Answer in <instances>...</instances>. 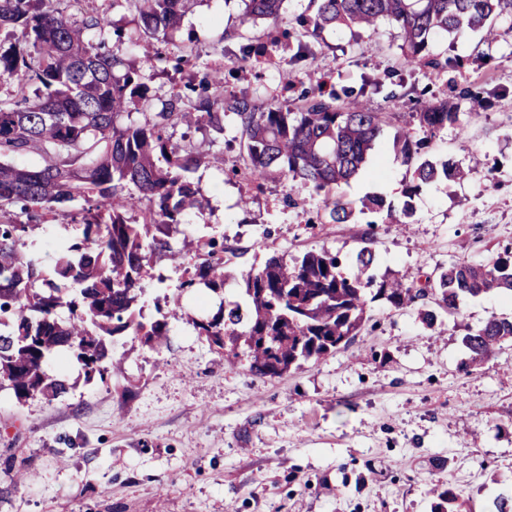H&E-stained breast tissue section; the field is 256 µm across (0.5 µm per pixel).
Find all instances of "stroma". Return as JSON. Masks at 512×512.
<instances>
[{"label":"stroma","instance_id":"1","mask_svg":"<svg viewBox=\"0 0 512 512\" xmlns=\"http://www.w3.org/2000/svg\"><path fill=\"white\" fill-rule=\"evenodd\" d=\"M243 9L242 0H192L175 34L215 61L213 92L291 106L324 76L390 113L364 170L342 188L354 203L380 196L402 210L412 173L393 146L399 128L425 142V158L467 175L424 185L405 224L371 212L333 224L312 184L271 178L258 188L234 175L242 160L233 118L220 129L168 128L174 145L209 153L192 175L204 204L173 235V255L157 261L140 299L145 318L161 299L188 314L197 308V294L179 287L187 236H223L239 250L238 274L276 251L293 258L322 248L339 254L348 274L368 237L376 275L417 279L454 262H488L512 245V14L489 34L434 36L430 51L450 61L436 74L404 66L388 20L372 31L324 32L307 68L284 42L275 66L242 61L241 45L266 31L242 23ZM109 20L128 35L110 37L109 48L132 63L160 50L134 38L133 12ZM192 72L171 61L150 71L152 109ZM467 87L481 88L480 97L463 96ZM442 98L458 120L428 131L418 102ZM476 154L483 164L475 169ZM371 316L347 348L275 377L253 375L247 355L225 359L184 321L171 324L159 350L114 336L118 376L88 381L75 359L51 363L69 384L60 397L20 402L0 391V512H431L435 486L453 488L474 512H494L496 497L512 496V343L467 370L461 337L489 317L511 319L512 297L467 300L438 330L414 306L377 301ZM19 472L33 481L12 485Z\"/></svg>","mask_w":512,"mask_h":512}]
</instances>
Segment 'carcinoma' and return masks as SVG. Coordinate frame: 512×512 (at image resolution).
I'll list each match as a JSON object with an SVG mask.
<instances>
[{"label": "carcinoma", "mask_w": 512, "mask_h": 512, "mask_svg": "<svg viewBox=\"0 0 512 512\" xmlns=\"http://www.w3.org/2000/svg\"><path fill=\"white\" fill-rule=\"evenodd\" d=\"M191 0H110L132 8L136 30L172 45L178 61L196 57L193 48L172 40ZM314 15H298L293 30L279 32L284 0H243L242 22L269 23L265 42L241 47L245 59L264 58L280 38L296 41L295 57L315 54L312 40L327 28L373 29L387 19L400 30L402 56L411 66L438 73L451 65L434 57L429 42L440 32L463 36L488 27L512 0H312ZM107 11L77 19L53 0H0V80L10 90L0 96V390L22 402L41 395L55 399L66 381L47 370V362L69 352L86 381L105 379L112 362V338L125 332L160 348L166 344L177 309L156 307L144 320L138 308L143 282L154 256L172 251L171 236L201 206L190 179L199 155L170 144L166 129L207 120L224 130V116L236 117L246 138L240 173L260 183L272 177L300 178L323 194L331 223L345 224L352 202L340 192L363 169L382 133L385 116L337 92L318 79L292 109H261L245 95H215L208 66L195 82L162 103L158 112L145 104L143 79L153 61L137 68L119 51L106 48ZM193 111L185 112V102ZM416 117L430 131L457 121L448 101L424 103ZM402 162L413 179L402 190L403 215L422 186L457 179L461 171L447 160H421L423 143L399 137ZM36 155L40 162L19 167L15 158ZM138 194L126 197L124 189ZM86 207L72 215L80 236L55 247L51 266L23 251L24 238L44 223L69 216L73 202ZM224 239L195 241L194 272L180 283L205 289L219 300L217 311L188 322L198 335L234 358L246 350L252 372L278 376L347 347L371 320L370 304L401 310L419 301L433 327L466 297L512 294V247L487 264L455 262L436 279L417 282L371 273L370 243L356 254V270L341 271L339 256L326 249L292 260L274 253L262 266L241 274L247 302L224 300L231 277ZM68 309L62 319L58 309ZM512 340V319L492 316L468 330L462 343L464 367L478 366ZM431 512H471L469 501L453 488L437 494Z\"/></svg>", "instance_id": "obj_1"}]
</instances>
